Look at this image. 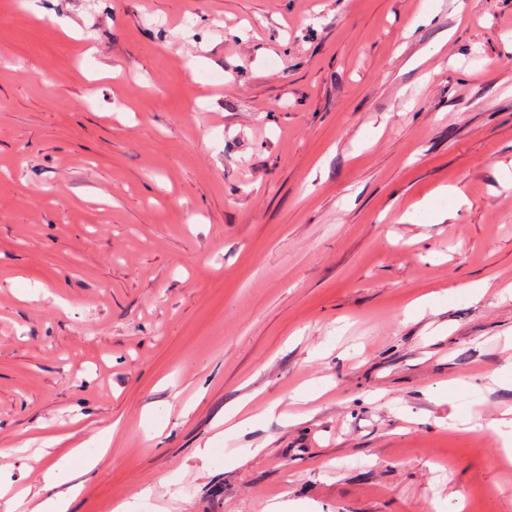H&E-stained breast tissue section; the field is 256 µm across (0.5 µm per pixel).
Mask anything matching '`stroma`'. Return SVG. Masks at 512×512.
<instances>
[{
    "instance_id": "stroma-1",
    "label": "stroma",
    "mask_w": 512,
    "mask_h": 512,
    "mask_svg": "<svg viewBox=\"0 0 512 512\" xmlns=\"http://www.w3.org/2000/svg\"><path fill=\"white\" fill-rule=\"evenodd\" d=\"M508 289L512 0H0V449L114 427L71 512H512Z\"/></svg>"
}]
</instances>
